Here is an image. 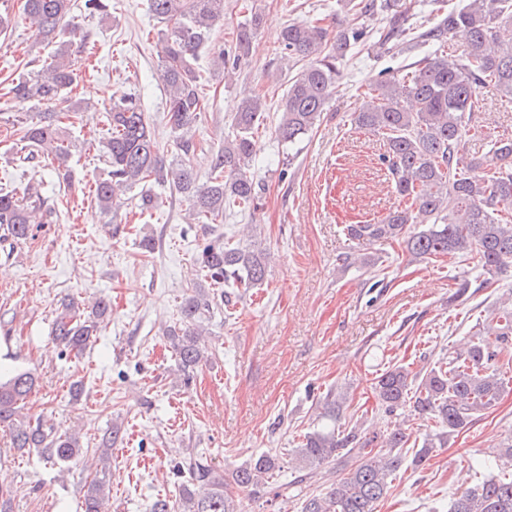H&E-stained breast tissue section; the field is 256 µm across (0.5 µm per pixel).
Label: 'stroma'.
<instances>
[{"mask_svg":"<svg viewBox=\"0 0 512 512\" xmlns=\"http://www.w3.org/2000/svg\"><path fill=\"white\" fill-rule=\"evenodd\" d=\"M110 3L107 16L75 17L89 35L91 54L71 97L91 109L70 128L77 148L66 184L46 158L19 164L27 150L6 135L16 110L8 81L39 70L51 53L23 17L22 0H7L18 23L0 45V181L20 191L37 185L52 221L24 244L0 240V375L32 372L36 385L23 414L78 432L83 451L53 464L13 448L1 428L0 471L7 480L0 491L10 496L11 512H81L89 483L101 477L109 512H149L155 498L177 496L172 467L178 462L201 456L228 477L250 458L271 453L280 471L272 483L235 491L241 512H301L291 459L304 434L322 422L320 396L331 389L346 394V424L382 432L400 422L416 439L434 431L430 419L379 414L370 382L392 364L415 371L431 366L471 339L477 324L512 299V269L488 281L474 260L419 261L390 240L365 246L370 265L351 263L354 245L345 226L377 222L399 203L381 161L383 137L353 122L357 89L375 84L383 71L397 72L403 58L353 48L335 96L296 156L275 136L285 62L272 28L316 17L329 29L345 28L354 15L343 0H226L211 44L233 51L250 8L262 17L250 53L231 80L211 54L200 59L210 77L207 105L192 127L200 180H207L240 102L258 96L266 104V125L254 136L255 211L228 215L220 224H190L185 202L158 186L157 209L102 213L93 188L104 168V107L129 94L139 97L165 159L176 157L158 71L161 25L149 0ZM472 124L477 134L466 147L481 156L489 141L512 138V104L488 95ZM145 238L154 242L146 254L138 247ZM227 238L269 252L267 281L247 291L229 289V305L203 322L209 359L186 378L164 331L178 322L197 279L199 245ZM463 278L472 286L459 297ZM65 296L81 304L101 296L112 302L106 326L80 354L62 353L51 335ZM75 381L83 384L76 401L69 394ZM114 425L121 437L104 462L98 442ZM511 436L509 387L425 465L403 466L376 512H448L454 496L487 476L481 460Z\"/></svg>","mask_w":512,"mask_h":512,"instance_id":"obj_1","label":"stroma"}]
</instances>
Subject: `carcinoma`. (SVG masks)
Instances as JSON below:
<instances>
[{
    "label": "carcinoma",
    "instance_id": "cac0c4a2",
    "mask_svg": "<svg viewBox=\"0 0 512 512\" xmlns=\"http://www.w3.org/2000/svg\"><path fill=\"white\" fill-rule=\"evenodd\" d=\"M109 8L108 0H23V13L38 19L40 42L53 51L36 74L13 80L9 88L19 106L32 101L50 106L12 123V135L29 148L20 162L40 152L56 164L59 177L68 178L72 150L63 118L78 110L69 93L83 72L82 46L88 40V34L71 24V17L76 9L106 15ZM351 9L367 16L393 5L391 0L380 5L367 0ZM224 10L225 0H150L152 15L164 26L159 38L162 81L180 157L168 164L160 156L140 99L127 97L110 106L103 115L108 126L103 145L106 174L94 185V199L105 213L117 209L124 191L147 184H168L180 194L187 202L190 224H222L224 213L249 211L257 205L258 184L251 166L254 135L266 119L260 97L240 102L233 132L214 155L206 182L198 183L190 160L196 143L188 130L206 105L198 61L213 28L224 21ZM418 21L416 13L395 12L383 29L373 31L354 23L334 35L313 21L287 24L280 38L282 59L305 65L288 79L278 103V142L292 149L320 121L352 46L372 42L394 55L420 45L433 48L364 92L361 107L353 113L357 128L384 136L382 160L399 204L376 224L346 225V235L358 248L398 241L419 260L472 256L481 271L493 277L512 267V139L494 141L479 157L468 154L465 144L474 113L485 106V91L512 103V45L502 44L498 37L500 24H512V0H467L446 10L436 8L425 26ZM260 24L257 13L239 24L235 59L249 54ZM459 30L466 31L468 39L450 58L445 46ZM44 212L38 191L19 194L0 187V227L15 243L31 239L34 225L49 223ZM194 261L203 282L184 299L179 324L166 333L187 376L207 361L197 329L202 317L222 301L204 283L211 288H259L266 281L268 254L229 240L207 241L199 246ZM110 311L105 298L94 301L87 312L64 302L54 323V339L65 350L79 352ZM478 335L437 366L414 372L393 364L372 379L371 389L386 414L407 408L436 423V430L419 447L409 445L410 434L400 423L381 440L356 424L338 425L343 395L332 391L324 397L321 417L328 424L305 434L295 450L297 483L312 479L318 467L343 457L354 459L355 466L325 492L304 494L302 512H375L405 461L415 468L424 465L435 449L448 446L480 412L496 403L509 384L498 366V355L512 346V303L497 308ZM484 336L496 337L498 348L485 347ZM34 386L35 377L28 371L0 380V424L8 427L11 444L18 450L40 448L48 458L68 462L81 449L77 437L45 427L39 418L19 420L20 402ZM279 468L276 456L261 454L238 466L232 479L237 487L247 489L269 482ZM173 473L181 479L178 498L156 499L151 512H240L224 479L214 474L206 459L177 463ZM103 498V482L92 481L84 512H105ZM449 512H512V470L486 477L479 488L454 499Z\"/></svg>",
    "mask_w": 512,
    "mask_h": 512
}]
</instances>
